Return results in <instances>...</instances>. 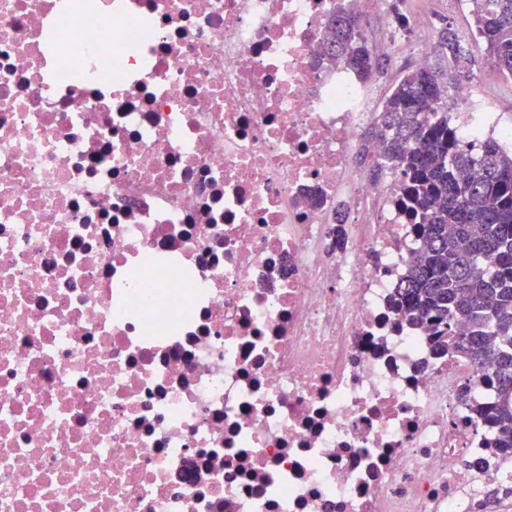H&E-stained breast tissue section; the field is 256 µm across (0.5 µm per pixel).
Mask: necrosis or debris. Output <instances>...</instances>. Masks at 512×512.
<instances>
[{
	"label": "necrosis or debris",
	"mask_w": 512,
	"mask_h": 512,
	"mask_svg": "<svg viewBox=\"0 0 512 512\" xmlns=\"http://www.w3.org/2000/svg\"><path fill=\"white\" fill-rule=\"evenodd\" d=\"M340 5L428 62L391 0H0V512H512L488 370L398 309Z\"/></svg>",
	"instance_id": "4bbe7bcc"
}]
</instances>
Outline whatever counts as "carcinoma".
Masks as SVG:
<instances>
[{"mask_svg":"<svg viewBox=\"0 0 512 512\" xmlns=\"http://www.w3.org/2000/svg\"><path fill=\"white\" fill-rule=\"evenodd\" d=\"M481 49L512 75V0H468ZM440 48L455 65L454 79L468 76L473 52L445 30ZM323 54L364 78L379 70L355 16L331 15ZM442 83L424 66L392 88L380 125L367 140L382 153L367 177L400 173L401 203L425 247L408 268L398 306L411 323L427 324L440 350L463 352L478 366L492 364L499 403L485 417L512 451V152L494 139L478 145L458 138L448 121ZM465 320L470 335L454 325Z\"/></svg>","mask_w":512,"mask_h":512,"instance_id":"obj_1","label":"carcinoma"}]
</instances>
